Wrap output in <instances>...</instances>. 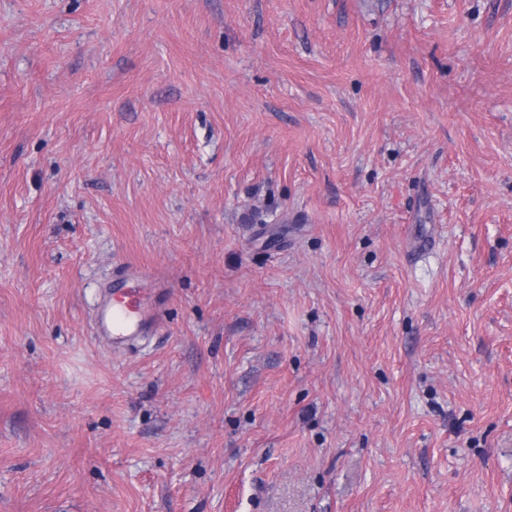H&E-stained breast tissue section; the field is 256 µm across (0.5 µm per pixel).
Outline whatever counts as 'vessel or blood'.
<instances>
[{
    "label": "vessel or blood",
    "instance_id": "obj_1",
    "mask_svg": "<svg viewBox=\"0 0 512 512\" xmlns=\"http://www.w3.org/2000/svg\"><path fill=\"white\" fill-rule=\"evenodd\" d=\"M150 272L138 266L117 267L112 283L103 287L97 308V333L111 340L114 346L135 345L153 333L161 321L156 303L126 291L128 282L147 283Z\"/></svg>",
    "mask_w": 512,
    "mask_h": 512
}]
</instances>
